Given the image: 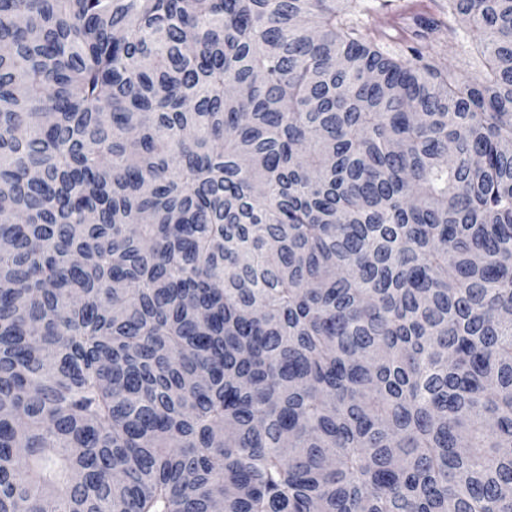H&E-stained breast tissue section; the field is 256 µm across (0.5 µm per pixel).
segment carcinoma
<instances>
[{"label": "carcinoma", "mask_w": 512, "mask_h": 512, "mask_svg": "<svg viewBox=\"0 0 512 512\" xmlns=\"http://www.w3.org/2000/svg\"><path fill=\"white\" fill-rule=\"evenodd\" d=\"M357 2L0 0V512H512V0ZM407 0H360L352 20L362 23L373 18L387 25L400 12ZM457 28L456 35L449 36L445 42L443 43L440 56L441 61L448 64V67H458L462 69H467L469 72L479 71L480 64L475 59H468V56L464 54V51L468 49L469 42V34L458 26L454 25ZM470 60L469 66L464 64V60Z\"/></svg>", "instance_id": "obj_1"}]
</instances>
